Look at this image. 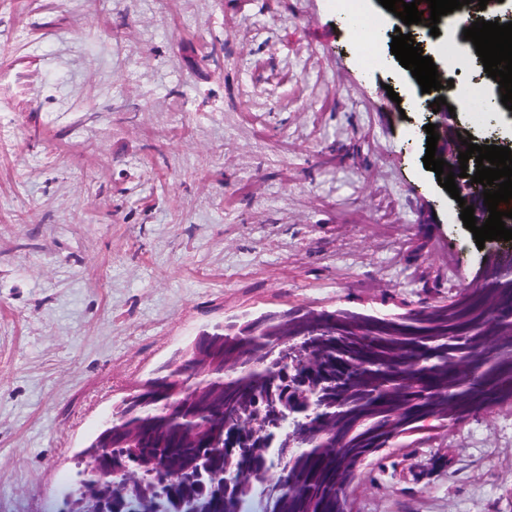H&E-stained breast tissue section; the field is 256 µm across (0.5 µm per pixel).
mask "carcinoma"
I'll return each instance as SVG.
<instances>
[{
	"instance_id": "carcinoma-1",
	"label": "carcinoma",
	"mask_w": 512,
	"mask_h": 512,
	"mask_svg": "<svg viewBox=\"0 0 512 512\" xmlns=\"http://www.w3.org/2000/svg\"><path fill=\"white\" fill-rule=\"evenodd\" d=\"M294 316L270 317L255 328L224 332V365L204 374L188 361L173 372L180 397L160 396L127 411V420L147 430L144 445L131 449L137 459L167 464L170 490L163 499L141 487H112V512H217L210 494L213 481L234 475L224 488L223 512H239L240 503L260 493L263 512H335L348 482L349 466L378 452L382 439L409 421H465L496 405L512 406V277L490 271L455 302L427 305L367 321L356 335L326 329L304 336ZM324 362L306 366L307 348ZM330 377L317 397L322 417L334 421L342 441L316 435L303 421L307 399L294 377ZM290 413L300 422L272 442L247 435L233 454L203 448L184 439L222 424L225 410L236 417ZM278 473L271 487H258L249 464Z\"/></svg>"
}]
</instances>
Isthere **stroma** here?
I'll return each mask as SVG.
<instances>
[{
	"label": "stroma",
	"instance_id": "obj_1",
	"mask_svg": "<svg viewBox=\"0 0 512 512\" xmlns=\"http://www.w3.org/2000/svg\"><path fill=\"white\" fill-rule=\"evenodd\" d=\"M336 0H0V502L62 512L101 420L202 331L403 313L481 255L428 114ZM355 512H512V408L370 457Z\"/></svg>",
	"mask_w": 512,
	"mask_h": 512
}]
</instances>
